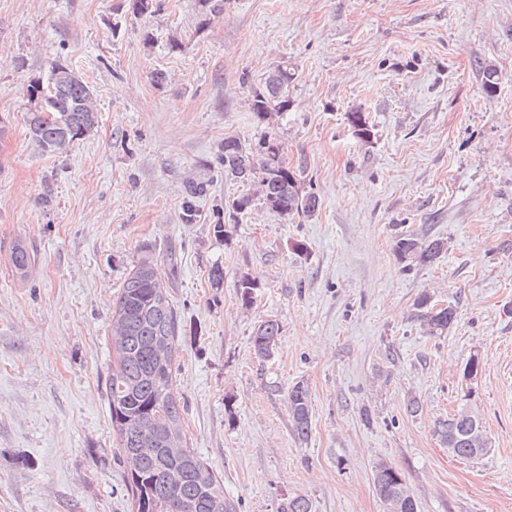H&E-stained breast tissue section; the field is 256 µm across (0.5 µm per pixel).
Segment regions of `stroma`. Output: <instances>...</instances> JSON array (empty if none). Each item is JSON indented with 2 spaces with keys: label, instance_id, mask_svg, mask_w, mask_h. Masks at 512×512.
Masks as SVG:
<instances>
[{
  "label": "stroma",
  "instance_id": "1",
  "mask_svg": "<svg viewBox=\"0 0 512 512\" xmlns=\"http://www.w3.org/2000/svg\"><path fill=\"white\" fill-rule=\"evenodd\" d=\"M119 2L0 0V512H131L104 380L112 303L147 250L178 260L169 293L197 334L172 391L234 512H279L294 494L313 512H386L382 462L418 512H512V0H230L214 18L203 0H161L143 18ZM57 59L93 89L98 125L45 154L28 87ZM284 61L293 103L268 126L246 84ZM486 65L500 77L490 95ZM356 110L370 143L348 123ZM268 128L305 165L316 214L255 202L216 240L213 205L241 192L217 174L203 221L181 223L184 182L223 138ZM400 231L448 250L403 268ZM18 244L34 256L24 280L8 263ZM244 272L263 283L248 308ZM425 293L455 308L447 335L415 321ZM265 319L282 330L262 361L251 336ZM299 381L305 441L288 413ZM465 400L491 446L473 462L433 432ZM288 411L294 434L303 441L308 440L312 432V401L304 382H296L288 391Z\"/></svg>",
  "mask_w": 512,
  "mask_h": 512
}]
</instances>
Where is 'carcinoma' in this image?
I'll return each mask as SVG.
<instances>
[{
	"mask_svg": "<svg viewBox=\"0 0 512 512\" xmlns=\"http://www.w3.org/2000/svg\"><path fill=\"white\" fill-rule=\"evenodd\" d=\"M121 6L135 18L153 12L154 0H123ZM50 85H29V95L41 103L30 113L28 126L34 144L44 153L65 149L97 126L98 113L91 87L67 64L56 60L51 65ZM294 68L277 65L263 81L248 85L249 105L260 122L292 107L290 94ZM348 121L357 138L368 143L372 129L362 112L348 113ZM216 168L224 179L255 188L262 206L281 218L311 217L319 208L315 192L302 189L304 169L285 161L282 145L274 132L264 133L254 144L230 135L217 146L214 160L205 162ZM213 180L191 178L184 184L180 219L183 224L201 220L197 202L210 193ZM252 195L225 198L215 206L211 233L217 240L227 236V226L239 223V215L251 206ZM447 250L443 239L422 240L401 232L395 236V253L402 262L433 264ZM9 264L19 279L32 265L26 247L13 248ZM172 254L145 255L129 272L121 292L112 303V350L116 360L105 379L112 431L118 441V453L128 464L126 490L132 512H233L224 498V484L203 459L186 443L182 412L171 392L172 373L180 348V337L192 335L172 303L165 277L175 272ZM261 287L259 277L248 272L237 280V293L248 307ZM416 319L429 336L448 332L456 310L437 307L431 296L423 294L416 303ZM281 335L276 319L261 321L251 336L255 355L267 360L274 354ZM288 411L292 430L306 441L312 432V401L307 385L296 382L288 391ZM434 433L448 453L464 461L477 460L488 453L480 415L468 404L434 423ZM374 487L381 499L393 497L400 512H418L417 503L405 489L401 470L380 463L374 473ZM280 512H312V503L304 495L283 499Z\"/></svg>",
	"mask_w": 512,
	"mask_h": 512,
	"instance_id": "1",
	"label": "carcinoma"
}]
</instances>
